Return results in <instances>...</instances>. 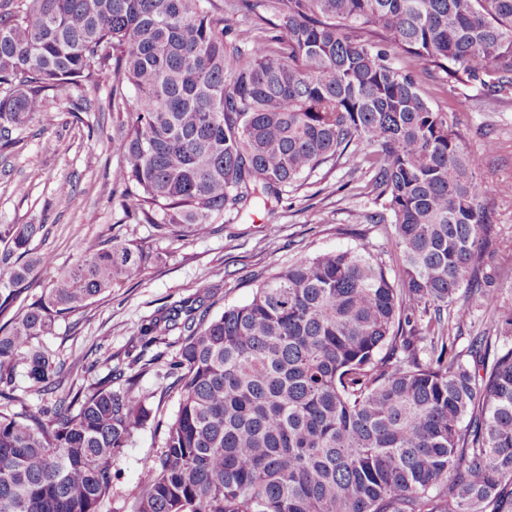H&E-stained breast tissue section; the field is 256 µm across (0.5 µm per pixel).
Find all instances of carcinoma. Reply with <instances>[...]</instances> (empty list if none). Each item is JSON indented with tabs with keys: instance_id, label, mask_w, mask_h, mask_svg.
Segmentation results:
<instances>
[{
	"instance_id": "obj_1",
	"label": "carcinoma",
	"mask_w": 512,
	"mask_h": 512,
	"mask_svg": "<svg viewBox=\"0 0 512 512\" xmlns=\"http://www.w3.org/2000/svg\"><path fill=\"white\" fill-rule=\"evenodd\" d=\"M0 0V139L63 90L112 74L136 217L205 237L340 159L373 172L398 260L366 248L303 257L213 319L207 293L146 328L184 342L178 411L135 512H512V346L455 351L494 232L482 157L420 78L512 93V0ZM135 105L127 108L128 89ZM41 224H9L0 317L37 266ZM147 255L111 237L0 326V382L21 368L56 391L75 364L41 344L56 320L141 279ZM107 375L39 410H0V512H98L112 459L152 415Z\"/></svg>"
}]
</instances>
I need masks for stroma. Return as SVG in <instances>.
Segmentation results:
<instances>
[{
  "mask_svg": "<svg viewBox=\"0 0 512 512\" xmlns=\"http://www.w3.org/2000/svg\"><path fill=\"white\" fill-rule=\"evenodd\" d=\"M424 90L433 106L450 113L467 148L483 157L481 174L492 192L498 235L487 248L481 287L497 292L512 311V99L483 109L475 92L448 93L440 75L427 77ZM78 112L73 91L59 92L40 115L14 131L15 142L0 146V229L40 224L34 252H50L53 264L37 268L26 302L44 294L57 271L73 267L83 251L117 235L141 245L148 256L143 277L113 288L84 312L58 320L42 343L59 359L80 363L66 380L73 389L92 390L110 370L122 373L113 388L132 377L150 394L152 416L114 459L112 491L100 512H134L135 492L160 452L167 426L178 410L176 376L170 364L183 337L169 332L152 342L144 331L171 306L208 287L209 317L247 303L257 285L304 256L367 247L385 264L396 259L394 228L365 223L375 209L366 169L323 167L274 211L264 209L217 224L206 237H164L140 222L115 182L125 163L112 122V79L101 76L85 89Z\"/></svg>",
  "mask_w": 512,
  "mask_h": 512,
  "instance_id": "stroma-1",
  "label": "stroma"
}]
</instances>
